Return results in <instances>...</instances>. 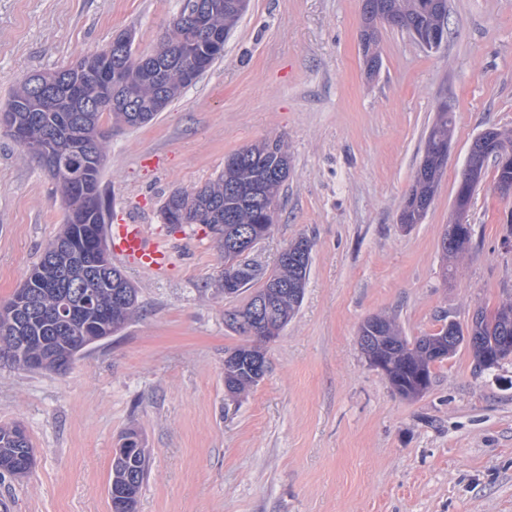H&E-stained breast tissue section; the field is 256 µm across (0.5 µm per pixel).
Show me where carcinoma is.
<instances>
[{"label": "carcinoma", "mask_w": 512, "mask_h": 512, "mask_svg": "<svg viewBox=\"0 0 512 512\" xmlns=\"http://www.w3.org/2000/svg\"><path fill=\"white\" fill-rule=\"evenodd\" d=\"M206 24L209 29L227 35L241 18L233 0H204ZM375 7L387 16L402 20L401 28L422 40H430L440 28H445L448 0H372ZM157 53L162 58V69L150 81L142 79L140 69L152 64L149 56H137L129 48L124 55L101 49L81 57L76 63L48 73L31 74L14 88L4 106L12 111L19 128L29 140L40 144L54 154L72 153L83 157L85 169L82 179L73 182L68 176L56 180L66 211L63 232L67 240L61 251L53 255L43 253L38 264L28 273L29 301L24 303L20 318V334L47 336L50 344L31 343L22 359L26 370H58L56 360L68 353L71 331L58 323L53 304L58 292H65L73 303H78L85 290L97 292L98 303L94 308H78V322L95 336H111L112 314L130 319L138 301L120 307L112 301V294L132 290L134 286L122 272L105 263L99 245L106 242L105 212L108 206L90 207L88 200H102L100 189L106 137L88 138L90 123H101L103 115L120 122L121 113L112 111L113 101L131 96L133 105L141 112L155 118L186 88V69L204 72L221 58L213 45L192 30L168 36L160 43ZM52 76L56 79L55 94L43 97L33 92L37 78ZM453 116L448 103L440 105L436 120L425 141L424 154L414 177L410 193L400 214V223L419 224L438 188L441 146L450 143ZM512 151V132L492 130V138L483 147L486 161H493L497 151ZM290 157L281 140H261L252 145L250 154L237 151L224 161V171L213 183L190 192V201L172 198L162 207L163 217L173 216L188 224H205L209 227L222 224L225 228L224 246H229L246 233L270 234L273 219L266 204L277 197L288 178ZM475 186L462 181L456 198L458 224L471 202ZM472 232L459 239H450L443 245L444 257L451 261L469 249ZM311 242L301 237L290 243L279 255L276 268L264 277L261 286L251 293L247 303L225 313V324L244 337V342L232 349L239 360L228 365L225 378L229 396L237 397L259 383L252 374L251 365L243 354L251 347L253 339L245 335L238 315L250 311L258 299L271 304L268 322L275 328L274 336L288 324L304 297L310 266ZM471 334L480 345L471 346L476 368H482L481 353L499 351L498 363L512 359V351L503 348L506 337H512V302H506L494 312H477ZM448 335L445 330L409 340L402 336L395 322L383 317L377 322L367 319L361 326L362 341L383 348L394 367V389L399 394L413 387L414 376L408 368L432 360L434 344L439 337ZM11 427L0 426V477L15 476L20 458L31 447L30 440L15 443L9 440ZM148 476V459L128 456L114 459L111 486L126 494L127 512H136L141 488Z\"/></svg>", "instance_id": "cac0c4a2"}]
</instances>
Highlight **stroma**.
<instances>
[{"instance_id":"1","label":"stroma","mask_w":512,"mask_h":512,"mask_svg":"<svg viewBox=\"0 0 512 512\" xmlns=\"http://www.w3.org/2000/svg\"><path fill=\"white\" fill-rule=\"evenodd\" d=\"M182 0H0V107L27 75L133 36L153 53ZM362 0H249L224 55L151 122L108 126L103 185L111 224H141L169 264L114 259L139 307L65 373L0 360V424L35 449L22 478L0 480L7 512H112V461L136 429L149 473L138 512H512V360L476 369L467 345L400 397L370 366L360 327L395 319L407 338L512 299V198L486 173L464 217L470 250L444 267L441 238L474 138L512 129V0H448L447 37L424 49L378 29L368 74ZM455 130L423 221L398 218L442 101ZM280 139L291 168L277 222L248 255L270 273L290 242L312 243L303 302L267 345L269 370L238 397L224 356L243 338L224 323L219 237L172 230L175 189L215 180L233 152ZM53 181L0 134V303L61 230Z\"/></svg>"}]
</instances>
